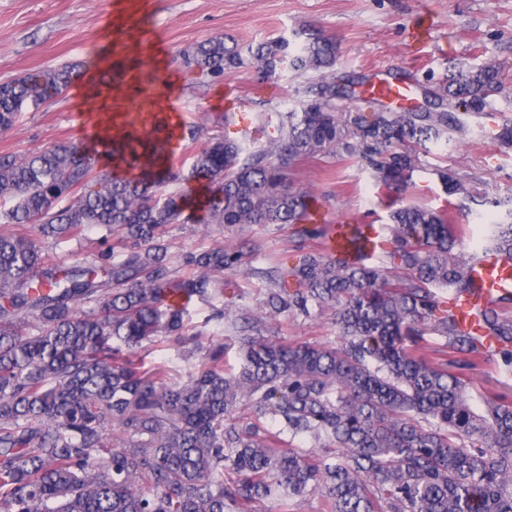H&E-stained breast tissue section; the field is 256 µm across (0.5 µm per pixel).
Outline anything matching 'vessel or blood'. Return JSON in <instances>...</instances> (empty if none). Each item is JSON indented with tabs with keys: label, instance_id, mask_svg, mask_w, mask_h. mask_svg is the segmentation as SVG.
I'll return each instance as SVG.
<instances>
[{
	"label": "vessel or blood",
	"instance_id": "1",
	"mask_svg": "<svg viewBox=\"0 0 512 512\" xmlns=\"http://www.w3.org/2000/svg\"><path fill=\"white\" fill-rule=\"evenodd\" d=\"M149 5L150 0H114L115 26L123 29L131 27L137 11L146 9ZM136 40L146 64L129 77L128 83L142 92L151 88L156 80L168 75L169 66L153 38L140 33L137 34ZM160 117L169 135L175 136L182 132V108L175 98H168L160 110ZM355 234L359 235L367 250H374L379 244V233L375 225L362 224L355 228L349 224L338 223L333 225L325 243L327 253L355 258L356 253L349 244L352 235ZM471 274L479 283V290L454 296L448 303L458 323L465 327L474 325L477 310L491 306L502 293L512 292V268L503 266L495 255H483L474 263Z\"/></svg>",
	"mask_w": 512,
	"mask_h": 512
}]
</instances>
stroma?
<instances>
[{
	"instance_id": "stroma-1",
	"label": "stroma",
	"mask_w": 512,
	"mask_h": 512,
	"mask_svg": "<svg viewBox=\"0 0 512 512\" xmlns=\"http://www.w3.org/2000/svg\"><path fill=\"white\" fill-rule=\"evenodd\" d=\"M428 27L429 41L408 39L410 29ZM140 30L162 44L172 57L171 80L157 85L158 98H179L185 126L196 138L167 141L165 149L176 166L189 168L195 152L209 138L225 134L233 112L262 113L294 90L318 89L319 73L282 69L272 86H258L252 66L226 74L223 80H202L176 61L188 45L215 36L235 39L240 49L272 38H292L294 32L313 30L333 38L340 46L337 72L357 79L360 100L370 97L364 78L412 80V104L423 101L427 75L444 78L457 63L491 61L503 72L506 91L496 97L494 109L470 118V128L455 144H430L420 152V164L407 191L411 201L433 209H449L464 228L467 250L483 243L484 224L498 219L503 201L512 199V149L502 148L489 133L512 120V0H153L152 10L137 21ZM122 34L112 27V0H0V81L22 73L69 62L82 66L83 75L46 107L24 113L17 125L0 133V154L24 156L61 141H84L85 123L103 129L110 125L113 107H133L139 93L125 85L111 86L108 96L95 92L114 68H142L145 60L135 48L114 57L113 46ZM455 170L474 187L470 199L447 196L435 174L436 167ZM296 187L312 194L330 222L376 224L382 238H390L388 198L372 171L343 153H326L295 164ZM186 196L184 221L168 225L164 239L170 266L180 270L185 252L208 249L216 242L249 251L251 273L228 271L224 291L188 305L192 332L201 349L186 356L180 345L165 340L144 343L140 356L145 367L161 366L170 380L180 381L196 372L210 351L224 346V365L241 362L236 318L257 311L271 286L275 267L294 264L300 250H313L315 240L298 242L288 225L250 224L239 228L210 223L204 206L217 196L216 184L194 180L180 184ZM223 319H216V312ZM268 338L291 344H327L338 330L332 310H312L310 316L281 313L266 320ZM423 343L446 353L453 371L463 372L473 403L485 397L512 400V381L500 372L501 359L492 356L468 367V354L449 349L448 339L429 331Z\"/></svg>"
}]
</instances>
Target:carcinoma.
I'll use <instances>...</instances> for the list:
<instances>
[{"label":"carcinoma","mask_w":512,"mask_h":512,"mask_svg":"<svg viewBox=\"0 0 512 512\" xmlns=\"http://www.w3.org/2000/svg\"><path fill=\"white\" fill-rule=\"evenodd\" d=\"M217 36L179 53L180 63L219 80L253 61L258 78L286 66L332 72L336 40L307 33L248 48ZM80 75L61 64L0 82V132L47 106ZM505 91L489 62L460 65L437 83V106L489 111ZM352 85H323L317 96L270 115L258 130L266 144L210 138L188 174L174 171L163 143L126 122L103 146L141 179L100 175L88 146L59 143L18 158L0 155V512H257L269 498L317 493L326 512H512V402L470 403L465 377L422 345L424 327L448 348L480 352L494 336L512 376V321L495 310L478 317L481 335L460 328L438 294L473 283L470 262L486 252L512 264V208L489 224L481 251L467 253L461 225L448 213L400 197L428 142L451 144L465 132L460 113L382 108L350 110ZM354 157L399 197L390 201L389 258L400 274L320 252L274 270L265 306L307 316L331 308L338 340L290 345L264 336L257 317L241 318L238 371L224 368V347L188 379L170 382L145 370L135 349L188 334L186 302L223 291L224 271L244 253L218 243L183 254L169 267L165 228L180 221L183 195L169 184L205 179L218 185L208 204L213 224H286L302 240L323 237L309 221L310 194L295 187L297 161L328 151ZM450 196L473 197L454 170L436 169ZM30 224L56 244L90 228L106 231L92 258L56 263L33 238L8 230ZM251 404L244 422L240 405ZM278 416L292 437L336 444L333 458L285 448L261 418ZM119 438L112 443V427Z\"/></svg>","instance_id":"carcinoma-1"}]
</instances>
